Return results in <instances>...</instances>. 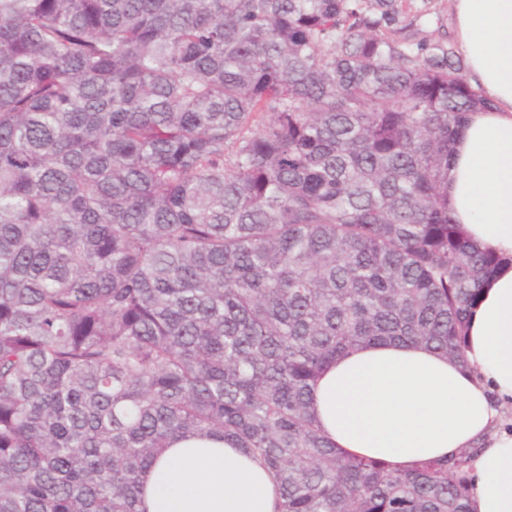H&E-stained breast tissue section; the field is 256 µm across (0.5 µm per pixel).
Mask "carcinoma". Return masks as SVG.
<instances>
[{"label":"carcinoma","instance_id":"obj_1","mask_svg":"<svg viewBox=\"0 0 512 512\" xmlns=\"http://www.w3.org/2000/svg\"><path fill=\"white\" fill-rule=\"evenodd\" d=\"M411 0H0V512H140L176 439L278 512H469L465 465L339 452L321 368L464 358L499 258L448 216L487 106Z\"/></svg>","mask_w":512,"mask_h":512}]
</instances>
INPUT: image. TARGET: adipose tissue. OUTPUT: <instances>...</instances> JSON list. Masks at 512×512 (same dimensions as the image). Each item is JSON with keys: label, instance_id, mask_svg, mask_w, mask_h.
<instances>
[{"label": "adipose tissue", "instance_id": "obj_1", "mask_svg": "<svg viewBox=\"0 0 512 512\" xmlns=\"http://www.w3.org/2000/svg\"><path fill=\"white\" fill-rule=\"evenodd\" d=\"M466 79L488 100L470 113L448 167V213L501 262L467 315L463 360L377 343L325 365L311 411L341 452L406 470L469 451L470 512H512V0H450ZM144 512H277L276 483L227 440L178 439L147 470Z\"/></svg>", "mask_w": 512, "mask_h": 512}]
</instances>
